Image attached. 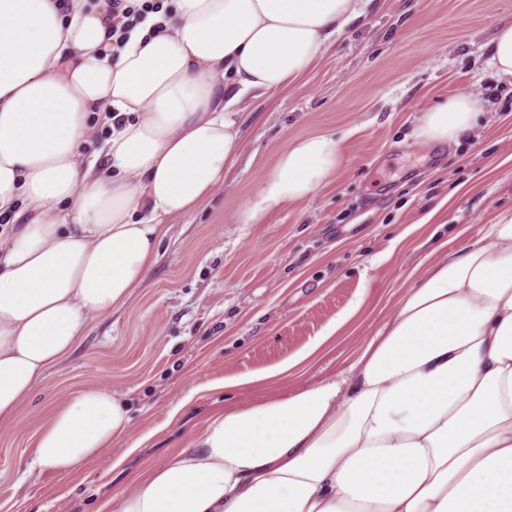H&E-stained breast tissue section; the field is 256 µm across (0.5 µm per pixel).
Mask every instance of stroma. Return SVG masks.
Wrapping results in <instances>:
<instances>
[{"label":"stroma","mask_w":512,"mask_h":512,"mask_svg":"<svg viewBox=\"0 0 512 512\" xmlns=\"http://www.w3.org/2000/svg\"><path fill=\"white\" fill-rule=\"evenodd\" d=\"M511 22L512 0H370L296 84L246 97L243 149L223 185L170 219L129 301L91 318L0 424V512H97L224 404L346 366L431 264L511 210L512 81L495 73L486 48ZM470 91L484 103L473 133L448 147L417 145L421 110ZM321 132L343 140L337 176L265 223H239L287 142ZM345 313L348 323L331 332ZM315 339L317 352L294 363ZM289 360L293 368L263 386L239 382ZM94 386L125 401L127 436L67 474L33 465L39 426Z\"/></svg>","instance_id":"stroma-1"}]
</instances>
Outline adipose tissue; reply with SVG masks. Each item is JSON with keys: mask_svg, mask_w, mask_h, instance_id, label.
<instances>
[{"mask_svg": "<svg viewBox=\"0 0 512 512\" xmlns=\"http://www.w3.org/2000/svg\"><path fill=\"white\" fill-rule=\"evenodd\" d=\"M362 15V0H173L163 31L147 19L116 51L108 0H0V421L144 281L167 219L223 185L241 99L301 79ZM481 115L456 95L415 137L456 144ZM343 157L335 134L293 139L239 223L309 198ZM129 422L120 397L82 389L33 462L71 472ZM101 512H512V210L437 260L346 367L212 412Z\"/></svg>", "mask_w": 512, "mask_h": 512, "instance_id": "obj_1", "label": "adipose tissue"}]
</instances>
